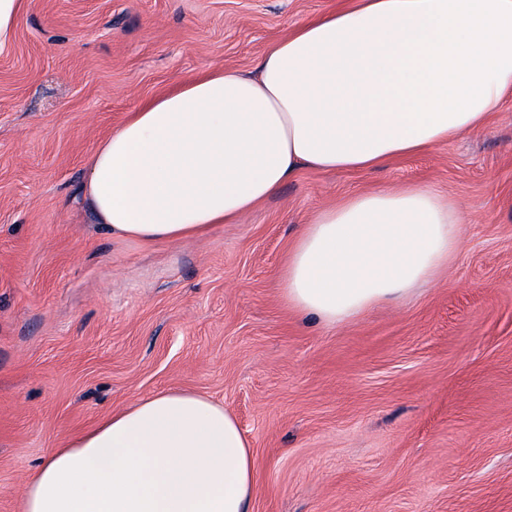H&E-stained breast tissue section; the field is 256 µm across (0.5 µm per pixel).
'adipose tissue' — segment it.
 Masks as SVG:
<instances>
[{
	"label": "adipose tissue",
	"mask_w": 512,
	"mask_h": 512,
	"mask_svg": "<svg viewBox=\"0 0 512 512\" xmlns=\"http://www.w3.org/2000/svg\"><path fill=\"white\" fill-rule=\"evenodd\" d=\"M509 95L512 0H353L272 43L254 76L214 67L147 101L89 156L83 194L112 235L199 237L300 167H383L487 127ZM460 237L457 203L426 186L347 196L289 248L283 300L350 322L435 281ZM257 484L236 418L165 391L53 449L22 512H250Z\"/></svg>",
	"instance_id": "obj_1"
}]
</instances>
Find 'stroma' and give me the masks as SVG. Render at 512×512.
Instances as JSON below:
<instances>
[{
	"label": "stroma",
	"mask_w": 512,
	"mask_h": 512,
	"mask_svg": "<svg viewBox=\"0 0 512 512\" xmlns=\"http://www.w3.org/2000/svg\"><path fill=\"white\" fill-rule=\"evenodd\" d=\"M340 0H30L0 49V512L54 448L167 390L252 444V512H512V97L366 171L303 168L205 237L122 240L81 195L97 144L209 68L251 75ZM420 183L459 206L439 280L325 326L282 299L304 225Z\"/></svg>",
	"instance_id": "obj_1"
}]
</instances>
